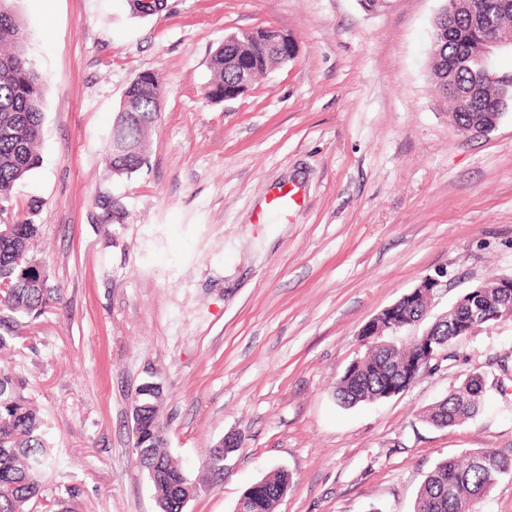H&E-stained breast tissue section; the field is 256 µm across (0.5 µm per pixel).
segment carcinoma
<instances>
[{
    "label": "carcinoma",
    "mask_w": 512,
    "mask_h": 512,
    "mask_svg": "<svg viewBox=\"0 0 512 512\" xmlns=\"http://www.w3.org/2000/svg\"><path fill=\"white\" fill-rule=\"evenodd\" d=\"M13 0H0V204L14 201V190L40 165L38 153L43 120L44 87L26 53L27 35L13 10ZM487 27L512 34V0H479ZM486 32L470 18L457 14L438 16L432 33L431 74L442 94L448 95V117L462 133L472 135L498 122L512 110V73H497L489 80L485 68L490 54ZM267 51L242 34L218 47L211 55V80L207 98L224 99V87L237 83L235 61L260 60ZM164 97L157 75L140 74L127 86L106 146L108 170L114 177L128 176L147 163V134ZM39 225L18 222L0 233V349H7L31 326L37 314L60 299V290L47 286L43 265L34 253ZM497 281L480 291L462 294L458 308L448 309L441 322L425 326L435 349L452 357L460 340L457 322L468 306L487 301L485 324L512 318V298L496 299ZM428 307L424 290L415 288L399 304L403 319H418ZM351 362L336 383L335 399L343 406L382 401L403 393L410 384L407 366L420 358L412 350L385 351L376 342ZM486 392L483 376L472 374L448 396L423 411V418L439 428H451L473 418ZM162 391L156 385L138 389L132 407L134 448L138 464L147 473L158 512H183L189 495L203 482L186 472L165 450L166 428L161 419ZM44 424L25 401L19 382L0 371V512H32L40 493L41 477L48 465ZM205 471L215 479L224 475V448L208 449ZM512 478V457L492 448L441 461L421 485L414 512H472L473 504L489 496L499 482ZM292 477L281 470L246 488L242 497L249 512H274Z\"/></svg>",
    "instance_id": "obj_1"
}]
</instances>
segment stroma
<instances>
[{"instance_id":"35a3bbf8","label":"stroma","mask_w":512,"mask_h":512,"mask_svg":"<svg viewBox=\"0 0 512 512\" xmlns=\"http://www.w3.org/2000/svg\"><path fill=\"white\" fill-rule=\"evenodd\" d=\"M444 0H14L45 80L39 167L16 219L39 224L62 298L0 366L46 423L39 512H158L129 411L162 385L171 456L198 474L234 432L224 478L185 512H234L253 482L293 477L275 512H414L442 460L512 456V320L390 399L340 407L361 328L429 275L431 315L512 274V112L459 133L428 73ZM273 27L296 55L245 95L206 98L226 35ZM165 88L148 162L110 176L105 147L139 74ZM122 212L102 223V192ZM494 379L473 419L422 412L466 375ZM77 498H69L70 489Z\"/></svg>"}]
</instances>
